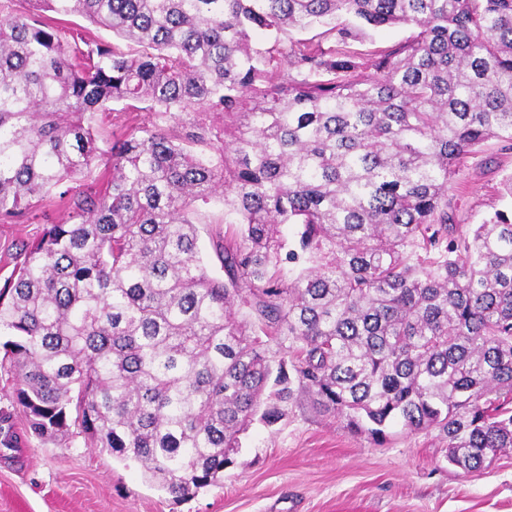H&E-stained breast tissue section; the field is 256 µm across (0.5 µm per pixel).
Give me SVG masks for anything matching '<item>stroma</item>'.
Listing matches in <instances>:
<instances>
[{
  "mask_svg": "<svg viewBox=\"0 0 512 512\" xmlns=\"http://www.w3.org/2000/svg\"><path fill=\"white\" fill-rule=\"evenodd\" d=\"M510 174L512 150L495 139L462 159L449 193L455 222L512 215L501 191ZM67 217L53 191L40 220L0 223V284L16 266V244ZM11 400V376L1 368L0 414H10L18 446L0 454V512H512V451L467 474L449 464L437 431L394 426L379 445L306 400L275 426L254 423L223 485L182 501L83 437L67 448L39 441Z\"/></svg>",
  "mask_w": 512,
  "mask_h": 512,
  "instance_id": "1",
  "label": "stroma"
}]
</instances>
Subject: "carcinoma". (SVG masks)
I'll use <instances>...</instances> for the list:
<instances>
[{"label":"carcinoma","instance_id":"obj_1","mask_svg":"<svg viewBox=\"0 0 512 512\" xmlns=\"http://www.w3.org/2000/svg\"><path fill=\"white\" fill-rule=\"evenodd\" d=\"M0 11V220L38 219L60 187L69 210L0 287L32 433L67 446L77 428L176 500L221 484L251 426L301 398L379 444L435 428L466 472L512 449V217L464 233L448 212L460 159L512 145V0ZM393 25L416 34L350 48ZM313 28L333 43L293 38ZM110 103L151 121L104 154ZM215 203L235 227L222 278L198 247ZM46 15L55 18L57 23L60 25V27L65 28L66 30L72 29V28H83L86 31L90 32V35L101 41H106L112 43V40L117 42H123L121 40H118L115 36H112V32L102 29V28H96L95 26L89 24L85 19L78 15H57L54 13H46Z\"/></svg>","mask_w":512,"mask_h":512}]
</instances>
